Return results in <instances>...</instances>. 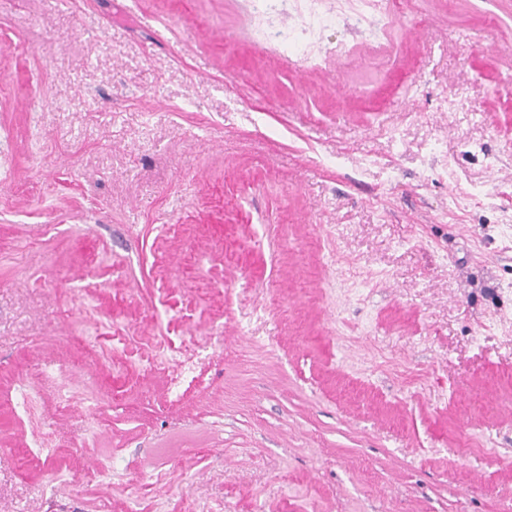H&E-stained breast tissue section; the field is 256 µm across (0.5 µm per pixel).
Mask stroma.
Listing matches in <instances>:
<instances>
[{
    "label": "stroma",
    "mask_w": 512,
    "mask_h": 512,
    "mask_svg": "<svg viewBox=\"0 0 512 512\" xmlns=\"http://www.w3.org/2000/svg\"><path fill=\"white\" fill-rule=\"evenodd\" d=\"M287 26L292 52L248 0H0V512H45L89 429L118 476L62 512L512 499V0ZM78 288L134 366L23 410Z\"/></svg>",
    "instance_id": "stroma-1"
}]
</instances>
